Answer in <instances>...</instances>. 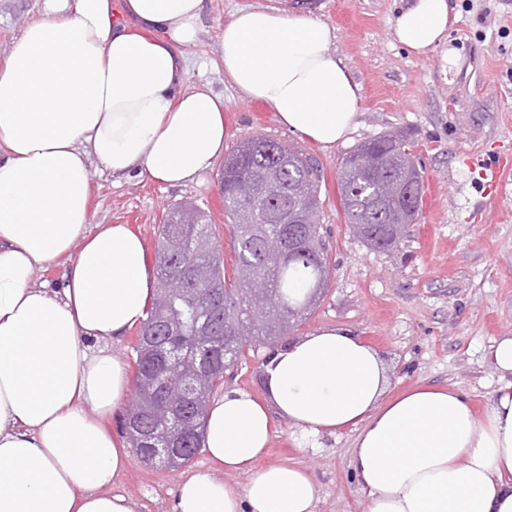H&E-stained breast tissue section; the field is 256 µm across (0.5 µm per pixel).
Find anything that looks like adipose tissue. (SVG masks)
<instances>
[{
  "label": "adipose tissue",
  "mask_w": 512,
  "mask_h": 512,
  "mask_svg": "<svg viewBox=\"0 0 512 512\" xmlns=\"http://www.w3.org/2000/svg\"><path fill=\"white\" fill-rule=\"evenodd\" d=\"M203 0H44L0 63V512H137L109 485L130 463L112 415L130 389L112 347L147 317L156 271L138 231L89 227V169L115 180L200 182L223 156L224 100L184 81L179 49ZM450 0H407L395 39L418 56L448 43ZM334 34L281 7L224 22V80L289 131L331 148L356 127L361 83ZM64 267L53 290L36 271ZM489 360L501 383L482 416L460 392L391 394L386 361L327 327L273 350L265 399H212V469L181 477L174 512H316L308 470L260 465L277 420L316 436L355 430L348 466L363 512H512V336ZM244 472L245 485L224 481Z\"/></svg>",
  "instance_id": "adipose-tissue-1"
}]
</instances>
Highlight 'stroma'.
Listing matches in <instances>:
<instances>
[{"label":"stroma","mask_w":512,"mask_h":512,"mask_svg":"<svg viewBox=\"0 0 512 512\" xmlns=\"http://www.w3.org/2000/svg\"><path fill=\"white\" fill-rule=\"evenodd\" d=\"M280 3L305 8L332 29L331 52L363 87L356 130L331 149L288 131L268 107L224 81L219 45L230 13ZM452 5L458 20L448 46L456 65L447 72L441 52L417 58L395 42L400 0H204L199 37L181 53L187 85L204 83L223 96L228 147L263 135L302 150L318 166L331 285L295 335L325 326L349 329L387 361L392 392L421 382L453 388L479 414L499 385L488 351L512 336V0ZM42 13L43 0H0V61ZM396 130L406 135L422 171L423 203L397 250L382 253L345 224L337 171L358 144ZM503 162L509 169L499 181L483 177V169ZM220 173L216 166L201 182L170 187L146 177L117 182L92 164L89 221L133 225L151 252L169 211L196 205L209 212L224 267L233 271ZM490 198L493 208H484ZM267 354L264 347L248 352L227 372L225 387L263 395ZM355 437L345 430L314 439L282 420L262 462L307 468L320 487L317 512H360L361 493L348 468ZM207 466L203 452L182 469L135 456L111 489L134 498L139 512H173L181 476Z\"/></svg>","instance_id":"1"}]
</instances>
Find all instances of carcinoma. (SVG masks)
I'll return each instance as SVG.
<instances>
[{"mask_svg":"<svg viewBox=\"0 0 512 512\" xmlns=\"http://www.w3.org/2000/svg\"><path fill=\"white\" fill-rule=\"evenodd\" d=\"M395 134L388 133L358 144L349 156L366 150L387 151L393 146ZM291 157L290 167L280 171L273 193L258 202L256 208L265 217V229L250 231L240 223L241 202L239 185L249 175L279 166L283 157ZM237 159V178L224 183V217L236 255L235 273L226 278L222 248L215 241V234L208 215L195 206V223L184 224L183 207L171 210L162 225L161 239L155 256L167 255L163 264L155 263L157 289L141 327L166 320L178 321L182 326L181 343L188 350L210 345L215 367L210 371L205 390L192 401L178 406L176 428L182 432L177 466L190 463L203 448L202 424L214 390L224 384L225 366L237 364L245 353L236 348L225 333L234 326H242L253 338L251 349L268 345L282 331L288 330L286 322L298 325L305 312L315 304L311 295L318 288L325 289L330 273L327 249L323 242L321 225H289L298 250L293 259L281 266L269 265L270 249L283 238L281 225L270 216L288 212V205L295 199L320 209V176L311 158L301 150L287 147L268 137L252 136L238 145L230 154ZM381 182L353 163L344 162L338 171V190L346 221L350 228L371 249L390 252L397 247L400 237L396 228L387 223L392 205L377 206ZM181 238L175 248L168 245L171 236ZM203 272L199 282L190 281L187 287L197 296L164 294L170 278L187 277L191 267ZM263 296L267 310L263 313L249 311L254 296ZM158 421L151 414L142 413L136 418L132 445L143 461L152 459L140 437L151 434Z\"/></svg>","mask_w":512,"mask_h":512,"instance_id":"obj_1","label":"carcinoma"}]
</instances>
